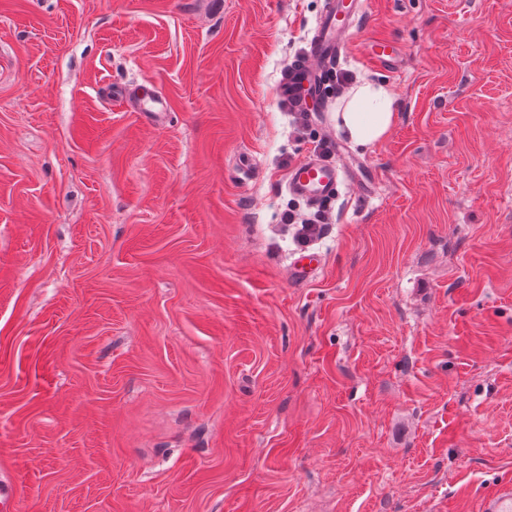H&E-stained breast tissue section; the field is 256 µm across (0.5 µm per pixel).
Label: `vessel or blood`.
<instances>
[{"mask_svg":"<svg viewBox=\"0 0 512 512\" xmlns=\"http://www.w3.org/2000/svg\"><path fill=\"white\" fill-rule=\"evenodd\" d=\"M364 12L362 0H326L305 54L292 61L277 85V97L300 112H310L332 70L345 54ZM347 166L311 154L292 167L286 188L289 195L310 205L338 196L350 183Z\"/></svg>","mask_w":512,"mask_h":512,"instance_id":"vessel-or-blood-1","label":"vessel or blood"}]
</instances>
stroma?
Instances as JSON below:
<instances>
[{
  "mask_svg": "<svg viewBox=\"0 0 512 512\" xmlns=\"http://www.w3.org/2000/svg\"><path fill=\"white\" fill-rule=\"evenodd\" d=\"M325 0H0V483L18 512H484L512 502V0H366L347 146L299 249L276 95ZM397 48L392 70L367 55ZM152 81L166 112H137ZM395 121L394 100L383 81L362 79L347 90L336 112L337 126L359 148L382 141ZM282 221L286 224H300L298 242L301 245H306L320 235L321 224H327L328 218L325 215H319L316 218H305L294 211H288L283 215Z\"/></svg>",
  "mask_w": 512,
  "mask_h": 512,
  "instance_id": "obj_1",
  "label": "stroma"
}]
</instances>
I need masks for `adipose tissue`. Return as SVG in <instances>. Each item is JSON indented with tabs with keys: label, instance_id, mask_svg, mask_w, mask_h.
Masks as SVG:
<instances>
[{
	"label": "adipose tissue",
	"instance_id": "obj_1",
	"mask_svg": "<svg viewBox=\"0 0 512 512\" xmlns=\"http://www.w3.org/2000/svg\"><path fill=\"white\" fill-rule=\"evenodd\" d=\"M395 121L394 100L387 84L363 79L347 90L336 114L338 127L359 148L382 141Z\"/></svg>",
	"mask_w": 512,
	"mask_h": 512
}]
</instances>
